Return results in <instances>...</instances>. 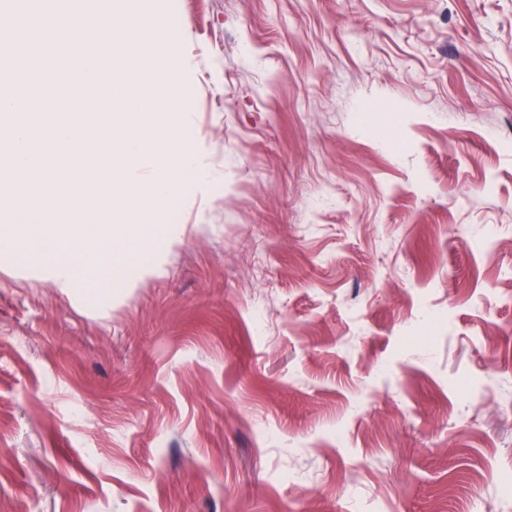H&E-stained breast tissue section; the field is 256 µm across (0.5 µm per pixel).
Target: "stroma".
I'll return each mask as SVG.
<instances>
[{
	"instance_id": "1",
	"label": "stroma",
	"mask_w": 512,
	"mask_h": 512,
	"mask_svg": "<svg viewBox=\"0 0 512 512\" xmlns=\"http://www.w3.org/2000/svg\"><path fill=\"white\" fill-rule=\"evenodd\" d=\"M210 179L86 300L0 249V512H512V0H169Z\"/></svg>"
}]
</instances>
